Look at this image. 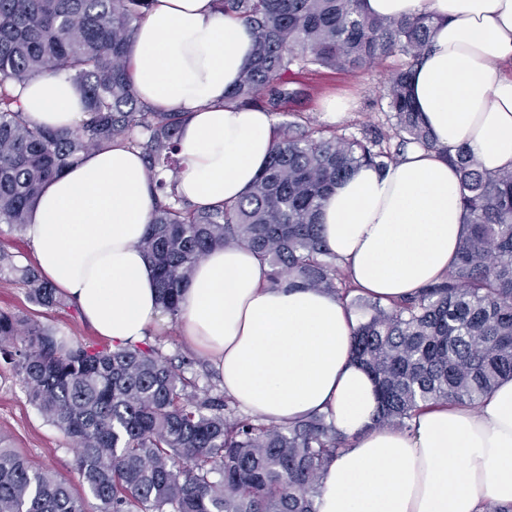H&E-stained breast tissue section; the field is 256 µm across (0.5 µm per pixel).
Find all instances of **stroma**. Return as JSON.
I'll return each instance as SVG.
<instances>
[{
	"label": "stroma",
	"mask_w": 512,
	"mask_h": 512,
	"mask_svg": "<svg viewBox=\"0 0 512 512\" xmlns=\"http://www.w3.org/2000/svg\"><path fill=\"white\" fill-rule=\"evenodd\" d=\"M391 61L380 62L357 72L311 73L304 82L306 99L298 102L297 110L310 116L315 124L346 135H362L386 128L387 116L380 108L384 85L389 77ZM348 99L351 111L338 116L323 112V103L331 98ZM0 252L14 257V267H0V310L28 317L55 329L71 342H89L96 334L85 323L76 307L47 309L31 303L25 285L14 272L15 266L32 263V247L24 233L7 224H0ZM156 343L163 355L182 364L186 375L198 376L200 384L214 383L202 361L190 354L177 334L176 327L158 336ZM0 444L14 448L34 467L54 472L69 480L75 494L83 495L86 512H97V502L84 495L74 471L75 450L69 439L45 421L29 401L27 392L9 365L0 361Z\"/></svg>",
	"instance_id": "35a3bbf8"
}]
</instances>
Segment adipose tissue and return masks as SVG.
Wrapping results in <instances>:
<instances>
[{
    "label": "adipose tissue",
    "instance_id": "obj_1",
    "mask_svg": "<svg viewBox=\"0 0 512 512\" xmlns=\"http://www.w3.org/2000/svg\"><path fill=\"white\" fill-rule=\"evenodd\" d=\"M380 18L434 17L410 94L439 148H466L484 171L512 168V0H362ZM248 27L213 0H154L131 49L132 78L160 112H181L175 191L200 207L241 199L264 168L272 114L225 106L250 60ZM54 128L84 117L81 94L47 77L21 94ZM155 187L138 149L117 141L48 182L25 227L35 262L111 347L165 328L141 250ZM321 237L360 292L390 302L447 274L464 231L459 176L438 151L409 149L385 169L360 166L329 193ZM250 250L217 247L182 292L179 333L226 395L262 421L328 414L348 445L319 480L316 512H485L512 505V379L479 409L424 410L413 428L376 425L371 377L351 358L356 315L328 291L274 288Z\"/></svg>",
    "mask_w": 512,
    "mask_h": 512
}]
</instances>
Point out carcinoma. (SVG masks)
Returning a JSON list of instances; mask_svg holds the SVG:
<instances>
[{
  "label": "carcinoma",
  "instance_id": "cac0c4a2",
  "mask_svg": "<svg viewBox=\"0 0 512 512\" xmlns=\"http://www.w3.org/2000/svg\"><path fill=\"white\" fill-rule=\"evenodd\" d=\"M153 0H0V224L23 230L44 184L93 147L122 140L140 150L160 194L140 248L162 310L181 314L182 289L215 247L244 246L271 268L270 284L354 291L322 244L318 214L355 168H385L411 144L436 149L409 98V77L430 43V14L376 18L361 0H215L253 33L252 58L224 104L288 117L269 162L234 204L193 207L175 193L180 112L143 102L130 50ZM388 130L346 137L302 123L288 105L306 96L302 74L357 71L389 58ZM62 76L88 119L57 129L31 119L20 90ZM397 140L395 149L385 146ZM459 174L466 215L446 277L389 306L366 310L352 355L374 381L379 422L412 428L426 406L479 405L512 379V169L482 171L468 152L442 151ZM12 270L31 302L68 307L32 265ZM0 359L30 402L70 439L83 487L98 512H316L318 475L346 445L324 416L289 425L234 414L224 394L195 391L197 377L148 342L113 349L66 344L50 327L0 311ZM0 512H85L57 474L0 446Z\"/></svg>",
  "mask_w": 512,
  "mask_h": 512
}]
</instances>
